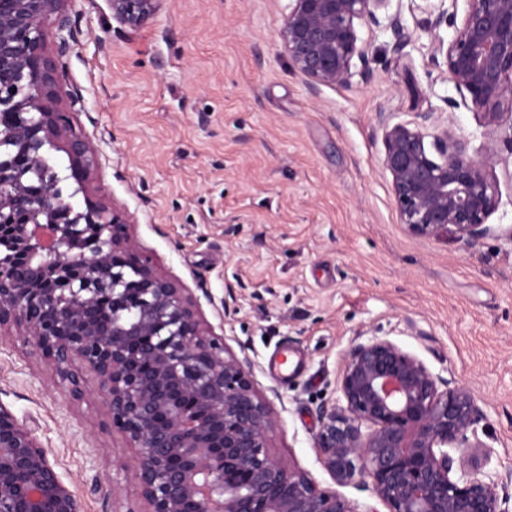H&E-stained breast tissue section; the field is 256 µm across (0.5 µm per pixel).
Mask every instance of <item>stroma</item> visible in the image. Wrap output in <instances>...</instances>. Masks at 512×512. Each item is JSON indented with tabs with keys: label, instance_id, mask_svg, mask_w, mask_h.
<instances>
[{
	"label": "stroma",
	"instance_id": "stroma-1",
	"mask_svg": "<svg viewBox=\"0 0 512 512\" xmlns=\"http://www.w3.org/2000/svg\"><path fill=\"white\" fill-rule=\"evenodd\" d=\"M288 0H163L138 32L105 23L104 0H69L73 40L59 61L73 120L98 146L88 188L130 221L136 244L196 300L277 421L271 444L359 512H379L369 479L336 486L317 434L337 396L346 351L377 337L398 344L483 415L512 510V159L475 249L420 238L400 224L382 166L380 117L450 123L479 140L474 114L447 111L456 90L431 61L420 0H406L412 35L401 54L361 29L373 77L311 88L280 38ZM301 355L288 378L270 368ZM73 400L23 337H0V403L59 464L83 512L138 505L137 458L111 428L94 375Z\"/></svg>",
	"mask_w": 512,
	"mask_h": 512
}]
</instances>
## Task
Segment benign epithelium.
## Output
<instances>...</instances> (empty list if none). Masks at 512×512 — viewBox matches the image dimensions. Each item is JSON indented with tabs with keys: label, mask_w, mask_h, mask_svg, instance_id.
I'll return each instance as SVG.
<instances>
[{
	"label": "benign epithelium",
	"mask_w": 512,
	"mask_h": 512,
	"mask_svg": "<svg viewBox=\"0 0 512 512\" xmlns=\"http://www.w3.org/2000/svg\"><path fill=\"white\" fill-rule=\"evenodd\" d=\"M67 2L0 0V335L30 338L76 398L85 380L74 362L96 376L112 427L137 452L142 512H358L273 452L275 421L250 372L223 356L197 302L138 249L127 220L89 196L98 151L73 121L82 97L57 94ZM105 2L135 32L162 0ZM425 11L431 63L459 95L444 102L475 114L481 148L470 152L450 125L383 121L382 166L411 234L451 230L472 248L500 202L498 142L512 153V0H437ZM401 14L402 0H288L281 36L311 86L349 87L372 75L358 26L391 33L400 53L410 42ZM338 391L317 434L336 484L369 477L388 512H508L482 472L493 449L466 389L373 337L346 353ZM467 449L471 465L454 467ZM0 512H82L1 403Z\"/></svg>",
	"instance_id": "benign-epithelium-1"
}]
</instances>
